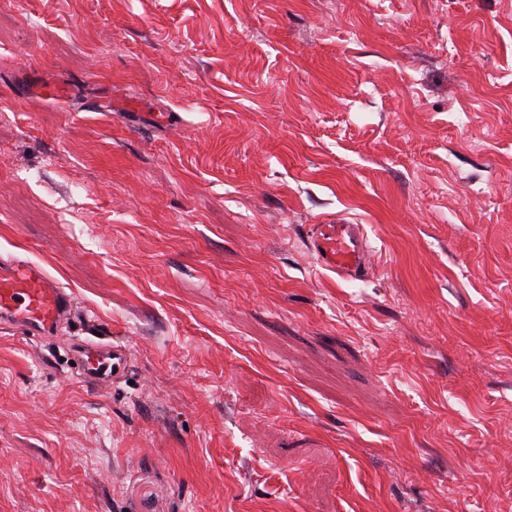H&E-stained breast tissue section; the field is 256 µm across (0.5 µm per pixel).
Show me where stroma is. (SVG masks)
Instances as JSON below:
<instances>
[{"instance_id": "stroma-1", "label": "stroma", "mask_w": 512, "mask_h": 512, "mask_svg": "<svg viewBox=\"0 0 512 512\" xmlns=\"http://www.w3.org/2000/svg\"><path fill=\"white\" fill-rule=\"evenodd\" d=\"M12 258L0 512H512V0H0ZM310 243L320 265L344 279H359L373 269L371 250L360 224H312ZM74 299L37 264L14 259L0 268V325L27 336H52ZM74 362L80 377L102 388L122 380L130 368L131 352L123 344L89 345L77 339Z\"/></svg>"}]
</instances>
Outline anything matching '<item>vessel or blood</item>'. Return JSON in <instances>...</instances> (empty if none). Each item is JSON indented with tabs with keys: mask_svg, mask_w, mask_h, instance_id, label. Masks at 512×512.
Returning a JSON list of instances; mask_svg holds the SVG:
<instances>
[{
	"mask_svg": "<svg viewBox=\"0 0 512 512\" xmlns=\"http://www.w3.org/2000/svg\"><path fill=\"white\" fill-rule=\"evenodd\" d=\"M310 243L320 265L344 279L372 270L371 250L362 225L314 224ZM75 306L74 299L39 266L16 259L0 266V327L29 336H50ZM74 362L80 377L106 388L124 378L131 352L126 345L79 343Z\"/></svg>",
	"mask_w": 512,
	"mask_h": 512,
	"instance_id": "1",
	"label": "vessel or blood"
}]
</instances>
